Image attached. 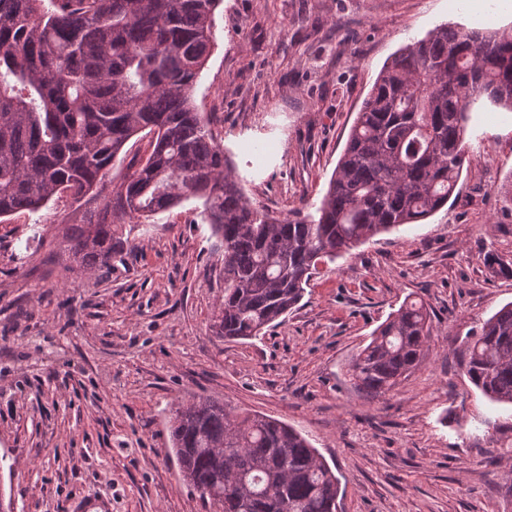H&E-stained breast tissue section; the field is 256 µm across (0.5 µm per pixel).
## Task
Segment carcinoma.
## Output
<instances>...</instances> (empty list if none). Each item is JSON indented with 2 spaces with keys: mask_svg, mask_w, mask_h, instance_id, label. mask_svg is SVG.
<instances>
[{
  "mask_svg": "<svg viewBox=\"0 0 512 512\" xmlns=\"http://www.w3.org/2000/svg\"><path fill=\"white\" fill-rule=\"evenodd\" d=\"M221 0H0V217L68 194L80 223L59 247L84 271L108 263L126 224L201 202L224 244V301L213 328L255 339L294 308L319 264L448 203L464 165L472 105L512 108V31L442 26L380 71L320 206L275 217L245 197L238 173L193 100ZM145 125L149 155L106 177ZM432 335L406 300L349 369L375 401L418 366ZM461 367L512 405V302L468 334ZM183 480L217 512H336L339 481L287 424L199 397L173 410Z\"/></svg>",
  "mask_w": 512,
  "mask_h": 512,
  "instance_id": "carcinoma-1",
  "label": "carcinoma"
}]
</instances>
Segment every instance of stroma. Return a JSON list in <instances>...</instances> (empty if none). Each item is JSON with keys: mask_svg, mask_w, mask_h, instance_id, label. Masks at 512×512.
<instances>
[{"mask_svg": "<svg viewBox=\"0 0 512 512\" xmlns=\"http://www.w3.org/2000/svg\"><path fill=\"white\" fill-rule=\"evenodd\" d=\"M445 24L512 28V0H222L194 97L245 196L280 217L319 205L383 65ZM466 143L448 204L321 265L243 343L211 329L224 250L198 201L135 225L91 272L56 243L69 198L1 217L0 496L13 512L88 492L112 512H214L167 453L172 408L203 396L300 432L340 480L338 512H512V406L460 366L461 339L512 302V110L478 100ZM408 298L431 316L429 351L368 400L348 369Z\"/></svg>", "mask_w": 512, "mask_h": 512, "instance_id": "obj_1", "label": "stroma"}]
</instances>
